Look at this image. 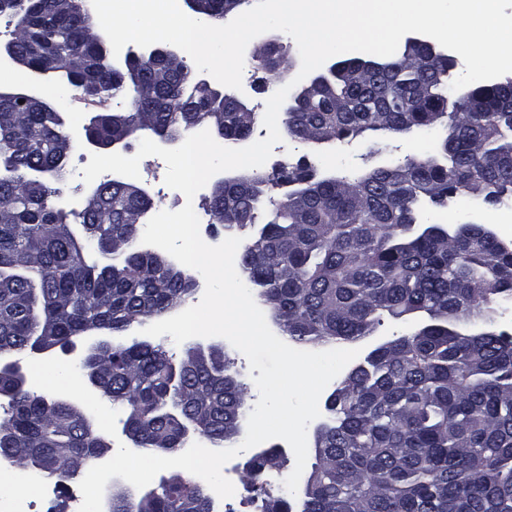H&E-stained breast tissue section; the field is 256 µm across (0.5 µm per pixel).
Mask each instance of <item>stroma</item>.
Returning a JSON list of instances; mask_svg holds the SVG:
<instances>
[{
	"mask_svg": "<svg viewBox=\"0 0 512 512\" xmlns=\"http://www.w3.org/2000/svg\"><path fill=\"white\" fill-rule=\"evenodd\" d=\"M265 39L277 40L287 43L284 52L290 64L289 70H261L254 74L252 80L243 82L241 90L237 91V98L248 108H256L257 104L271 96L281 87L290 83L299 73L301 59L296 42L288 41L285 34L272 31L265 32ZM58 81L45 82L41 87L42 96L55 102L65 118L76 119L81 123H88L90 118L99 112H108L125 108L128 98L119 94L98 104L79 100L73 97L57 98ZM282 148L273 150L270 158L264 164V171L296 163L305 158L315 165L318 173L332 171L336 176L354 181L363 176L370 169L380 163L400 164L406 158L431 153L435 147L432 138L421 135H386L380 132L368 131L361 136L344 141H329L319 145L308 144L290 137H283ZM91 151L89 148L78 146L73 148L67 162L66 174L62 181L57 182V192L53 197L55 205L72 209L78 207L82 197L89 191L90 186L82 179L81 170L88 164ZM139 170L141 175L137 178L138 186L147 189L152 201L153 212L161 210H180L183 206L177 190L165 187V162L157 156L142 158ZM495 210L494 205L483 202L482 199L462 192L456 195L453 202L442 207H432L428 210L430 220L436 222L453 218L457 223L483 224L487 216ZM46 363L44 386L42 395L48 397H63L77 404L94 422L101 423L102 418H109V425H103L102 432L110 445H117L123 441L122 425L119 414L113 413L110 405L98 395L92 394L84 379L71 377L68 382H59L57 376L62 366L75 364L77 355H65L61 352L43 353L40 356Z\"/></svg>",
	"mask_w": 512,
	"mask_h": 512,
	"instance_id": "stroma-1",
	"label": "stroma"
}]
</instances>
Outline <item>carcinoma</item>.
I'll return each instance as SVG.
<instances>
[{"instance_id": "cac0c4a2", "label": "carcinoma", "mask_w": 512, "mask_h": 512, "mask_svg": "<svg viewBox=\"0 0 512 512\" xmlns=\"http://www.w3.org/2000/svg\"><path fill=\"white\" fill-rule=\"evenodd\" d=\"M197 17L221 21L248 0H200ZM24 68L50 60L65 90L109 98L129 84L124 112H102L86 126L98 142L138 132L178 139L195 124L227 143L250 135L257 113L196 79L185 58L112 71L97 40L89 0H8ZM408 67L394 53L372 83L347 76L351 60L322 73L314 93L283 108L285 133L309 141L317 127L335 139L366 131L446 135L432 154L380 165L350 182L318 178L304 160L271 172L227 178L212 190L213 219L241 243L245 283L289 341L343 348L373 335L384 314L416 316L408 333L373 348L326 398L327 420L313 433L315 462L301 487L300 512H512V334L496 327L512 304V240L485 224L427 223L422 205H444L461 191L512 204V76L468 90L469 116L448 111L454 60L416 49ZM282 62L273 46L255 70ZM56 106L40 97L0 98V352L18 357L32 339L62 349L90 326L114 339L80 374L122 413L133 446L161 456L181 451L192 425L217 450L235 447L247 416L246 386L224 345L191 344L173 364L162 338L122 340L161 320L200 286L197 277L138 246L149 196L119 176L93 189L94 204L72 215L53 207L72 145ZM291 186L276 201L271 193ZM104 259L88 262L87 244ZM0 456L11 454L63 484L109 445L75 404L30 391L0 375ZM279 466L269 449L248 462L251 485ZM111 512H214L192 478L177 473L138 498L114 485Z\"/></svg>"}]
</instances>
